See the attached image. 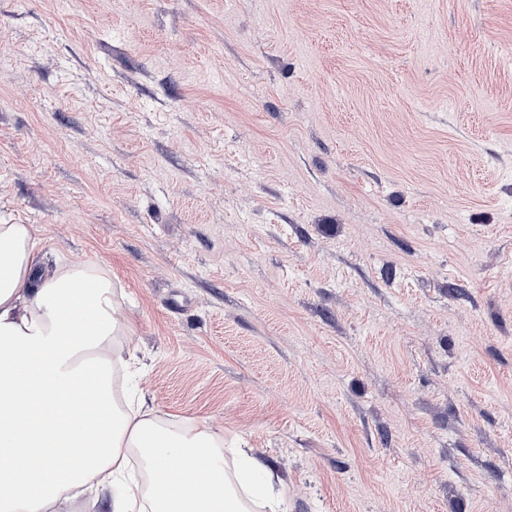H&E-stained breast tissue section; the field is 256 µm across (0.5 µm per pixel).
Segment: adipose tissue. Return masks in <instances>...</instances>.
Masks as SVG:
<instances>
[{
	"mask_svg": "<svg viewBox=\"0 0 512 512\" xmlns=\"http://www.w3.org/2000/svg\"><path fill=\"white\" fill-rule=\"evenodd\" d=\"M41 258L31 225L0 224V512H72L79 495L111 486L113 512H250L252 499L288 512L273 483L240 496L247 473L265 469L258 457L228 479L207 426L174 430L145 405L122 406L112 378L129 363L112 338L128 321L111 280ZM134 450L148 487L127 471Z\"/></svg>",
	"mask_w": 512,
	"mask_h": 512,
	"instance_id": "adipose-tissue-1",
	"label": "adipose tissue"
}]
</instances>
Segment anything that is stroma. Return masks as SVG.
<instances>
[{
  "instance_id": "1",
  "label": "stroma",
  "mask_w": 512,
  "mask_h": 512,
  "mask_svg": "<svg viewBox=\"0 0 512 512\" xmlns=\"http://www.w3.org/2000/svg\"><path fill=\"white\" fill-rule=\"evenodd\" d=\"M0 224L288 512H512V0H0Z\"/></svg>"
}]
</instances>
